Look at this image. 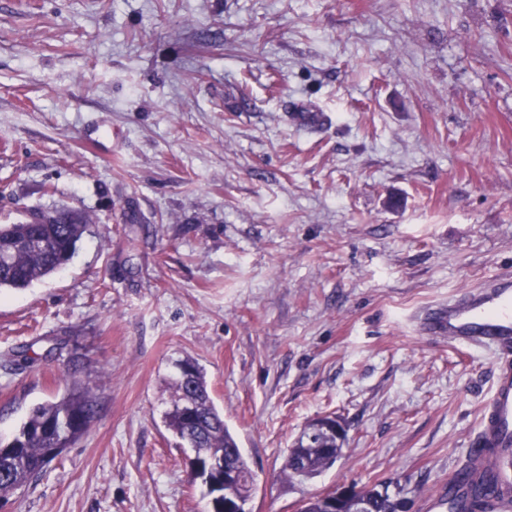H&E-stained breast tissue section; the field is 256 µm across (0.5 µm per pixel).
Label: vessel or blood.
<instances>
[{
	"instance_id": "vessel-or-blood-1",
	"label": "vessel or blood",
	"mask_w": 512,
	"mask_h": 512,
	"mask_svg": "<svg viewBox=\"0 0 512 512\" xmlns=\"http://www.w3.org/2000/svg\"><path fill=\"white\" fill-rule=\"evenodd\" d=\"M426 327L449 343L492 348L498 364L466 477L449 479L428 500L429 512H463L471 494L496 486L502 501H512V275H498L449 298L425 317Z\"/></svg>"
}]
</instances>
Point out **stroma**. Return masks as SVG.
I'll return each instance as SVG.
<instances>
[{"label":"stroma","instance_id":"35a3bbf8","mask_svg":"<svg viewBox=\"0 0 512 512\" xmlns=\"http://www.w3.org/2000/svg\"><path fill=\"white\" fill-rule=\"evenodd\" d=\"M61 207L72 258L0 291V355L37 356L0 367V439L76 383L101 411L0 512H207L164 422L187 359L252 512H424L498 359L413 316L512 274V0H0V224ZM328 413L341 457L284 481ZM357 492V488L351 485L339 486L331 490L323 499L327 508L325 512H368V504ZM349 506L351 509L347 511ZM360 493L369 497L373 503L374 512H390L392 511V501L397 499L399 492H389L388 486H374L372 488H360Z\"/></svg>","mask_w":512,"mask_h":512}]
</instances>
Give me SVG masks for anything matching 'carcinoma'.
<instances>
[{
    "label": "carcinoma",
    "instance_id": "obj_1",
    "mask_svg": "<svg viewBox=\"0 0 512 512\" xmlns=\"http://www.w3.org/2000/svg\"><path fill=\"white\" fill-rule=\"evenodd\" d=\"M57 216L55 224H1L0 225V289L20 290L34 281L60 270L73 256L77 243L88 227V218L72 209H52ZM100 407L93 387L84 383L70 388L60 399L34 406L19 433L7 444H0V501L15 490L38 477L51 462L47 450L56 449L60 455L87 432L97 418ZM167 426L188 447L194 449L196 463L201 465L196 477L207 486L211 503L224 501L220 492L223 482L206 471V462L220 454H231L233 464L249 481L244 489L243 502L253 494L254 474L248 458L239 448L235 435L224 422L208 391L203 368L193 361L181 364V377L175 383L172 409L167 413ZM302 432L288 449L282 467L285 480L299 479L294 466L302 455L308 458L305 479H312L333 466L339 455L322 451L325 446L342 448L336 440L326 442L315 438L304 441ZM369 497L374 512H392V501L397 494L388 487L362 488Z\"/></svg>",
    "mask_w": 512,
    "mask_h": 512
}]
</instances>
